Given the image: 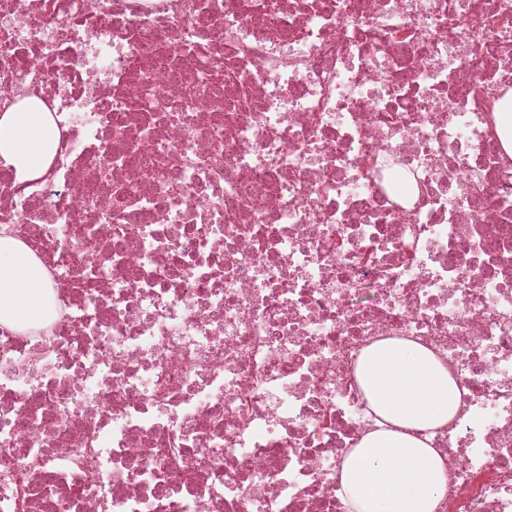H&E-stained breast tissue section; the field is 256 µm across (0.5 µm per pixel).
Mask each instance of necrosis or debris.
Returning <instances> with one entry per match:
<instances>
[{
	"label": "necrosis or debris",
	"instance_id": "4bbe7bcc",
	"mask_svg": "<svg viewBox=\"0 0 512 512\" xmlns=\"http://www.w3.org/2000/svg\"><path fill=\"white\" fill-rule=\"evenodd\" d=\"M511 90L512 0H0V113L58 131L0 164L54 295L0 512H350L386 340L460 392L436 512H512ZM53 121L49 112L30 107L0 115V159L19 177L43 172L51 159Z\"/></svg>",
	"mask_w": 512,
	"mask_h": 512
}]
</instances>
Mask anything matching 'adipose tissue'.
<instances>
[{
	"mask_svg": "<svg viewBox=\"0 0 512 512\" xmlns=\"http://www.w3.org/2000/svg\"><path fill=\"white\" fill-rule=\"evenodd\" d=\"M53 121L30 107L0 114V161L18 176L43 172L51 159ZM41 262L18 240L0 237V323L41 321L49 297ZM362 383L385 429L365 436L345 459L341 483L353 512H435L446 490L443 460L421 437L450 422L459 390L426 348L404 341L372 348Z\"/></svg>",
	"mask_w": 512,
	"mask_h": 512,
	"instance_id": "adipose-tissue-1",
	"label": "adipose tissue"
}]
</instances>
